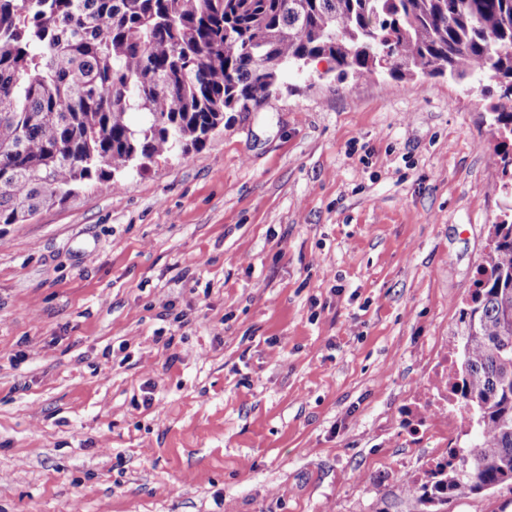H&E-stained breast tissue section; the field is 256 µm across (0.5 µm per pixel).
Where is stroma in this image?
<instances>
[{
    "mask_svg": "<svg viewBox=\"0 0 512 512\" xmlns=\"http://www.w3.org/2000/svg\"><path fill=\"white\" fill-rule=\"evenodd\" d=\"M498 98L293 71L201 148L0 224V512H417L438 447L403 409L512 207ZM448 462V454L446 452L437 453L428 458L425 466L415 472H409L405 479L407 486L416 487L417 489L426 486L430 491L434 485V472L438 466H443Z\"/></svg>",
    "mask_w": 512,
    "mask_h": 512,
    "instance_id": "1",
    "label": "stroma"
}]
</instances>
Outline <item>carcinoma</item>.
Here are the masks:
<instances>
[{"label":"carcinoma","instance_id":"1","mask_svg":"<svg viewBox=\"0 0 512 512\" xmlns=\"http://www.w3.org/2000/svg\"><path fill=\"white\" fill-rule=\"evenodd\" d=\"M386 48L394 76L498 87L512 138V0H0V224L188 154L288 70L321 59L362 77ZM490 161L512 174L511 151ZM478 275L450 354L470 428L448 499L512 484L511 219Z\"/></svg>","mask_w":512,"mask_h":512}]
</instances>
